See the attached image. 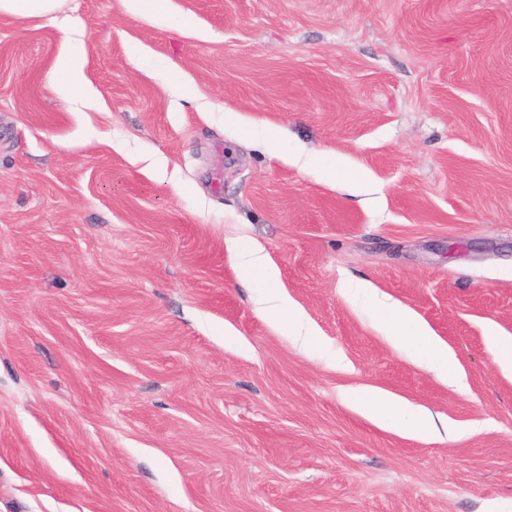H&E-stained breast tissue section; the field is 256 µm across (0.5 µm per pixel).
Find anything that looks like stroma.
<instances>
[{
    "label": "stroma",
    "instance_id": "35a3bbf8",
    "mask_svg": "<svg viewBox=\"0 0 512 512\" xmlns=\"http://www.w3.org/2000/svg\"><path fill=\"white\" fill-rule=\"evenodd\" d=\"M56 14L0 13V512H512L487 340L512 336V0ZM69 53L97 109L50 84ZM253 244L316 347L258 309ZM350 277L427 324L465 392ZM363 386L464 434L378 425L341 396Z\"/></svg>",
    "mask_w": 512,
    "mask_h": 512
}]
</instances>
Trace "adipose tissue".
Listing matches in <instances>:
<instances>
[{
  "label": "adipose tissue",
  "instance_id": "adipose-tissue-1",
  "mask_svg": "<svg viewBox=\"0 0 512 512\" xmlns=\"http://www.w3.org/2000/svg\"><path fill=\"white\" fill-rule=\"evenodd\" d=\"M244 280L261 287L258 302L262 310L288 316V334L308 346L315 340V331L294 309L287 296L275 288V272L261 250L253 248L238 256ZM377 321L383 333L393 343L419 346L430 365L446 377L450 384L460 385L461 378L455 356L440 344L422 323L387 296L373 299ZM344 398L371 421L382 426L408 428L416 432H432L436 426L431 414L396 395L369 387L345 391Z\"/></svg>",
  "mask_w": 512,
  "mask_h": 512
}]
</instances>
